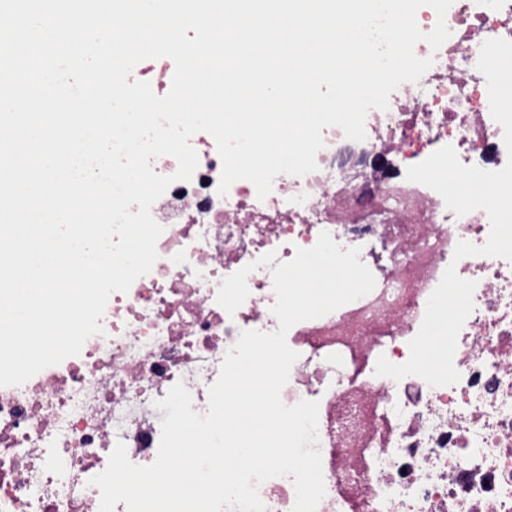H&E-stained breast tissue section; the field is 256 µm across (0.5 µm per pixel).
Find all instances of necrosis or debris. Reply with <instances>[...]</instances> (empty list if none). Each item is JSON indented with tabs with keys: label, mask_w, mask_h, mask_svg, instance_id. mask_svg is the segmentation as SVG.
<instances>
[{
	"label": "necrosis or debris",
	"mask_w": 512,
	"mask_h": 512,
	"mask_svg": "<svg viewBox=\"0 0 512 512\" xmlns=\"http://www.w3.org/2000/svg\"><path fill=\"white\" fill-rule=\"evenodd\" d=\"M446 24L439 50L414 48L430 69L401 84L387 109L368 112L364 141L324 128L316 170L278 175L266 199L247 180L219 194L216 143L192 136V179L152 207L164 228L152 270L110 297L102 333L79 355L0 387V512H100L88 481L115 446L124 444L134 465L155 462L166 416L156 403L176 383L194 411L207 412L240 332L279 326L272 270L324 231L361 247L375 287L286 334L299 358L281 400L319 403L317 512H512V262L454 260L458 241H487L488 214L456 216L436 191L406 178L445 145L486 171L512 159L476 68L485 41H512V0H454ZM451 265L476 283L454 355L459 380L433 387L415 375H376L379 357L409 359Z\"/></svg>",
	"instance_id": "4bbe7bcc"
}]
</instances>
